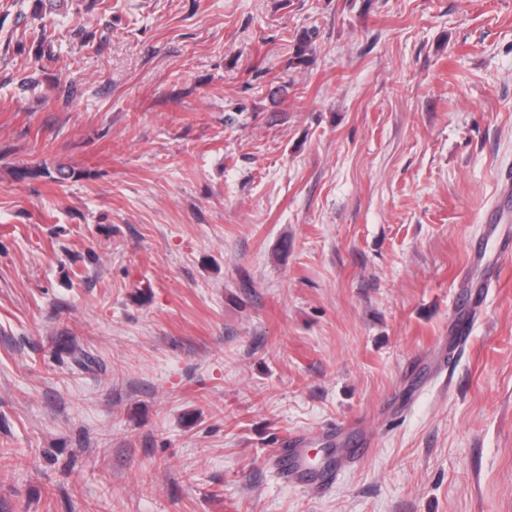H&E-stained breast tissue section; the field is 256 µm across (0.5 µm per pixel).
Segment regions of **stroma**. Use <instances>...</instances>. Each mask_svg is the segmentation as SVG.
<instances>
[{"mask_svg": "<svg viewBox=\"0 0 512 512\" xmlns=\"http://www.w3.org/2000/svg\"><path fill=\"white\" fill-rule=\"evenodd\" d=\"M509 172L512 0H0V512H512ZM301 446L302 440L300 437H287L284 439L282 447L278 448L275 454V461L287 480L297 476L305 464L309 448H302Z\"/></svg>", "mask_w": 512, "mask_h": 512, "instance_id": "1", "label": "stroma"}]
</instances>
